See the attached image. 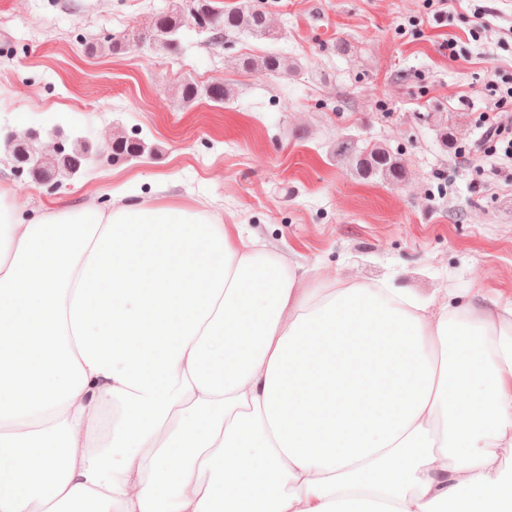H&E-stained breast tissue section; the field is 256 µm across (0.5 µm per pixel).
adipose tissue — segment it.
<instances>
[{
  "mask_svg": "<svg viewBox=\"0 0 512 512\" xmlns=\"http://www.w3.org/2000/svg\"><path fill=\"white\" fill-rule=\"evenodd\" d=\"M0 186V512H512V307L265 253L204 207Z\"/></svg>",
  "mask_w": 512,
  "mask_h": 512,
  "instance_id": "ef3b65f1",
  "label": "adipose tissue"
}]
</instances>
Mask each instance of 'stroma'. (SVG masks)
Segmentation results:
<instances>
[{"label":"stroma","instance_id":"1","mask_svg":"<svg viewBox=\"0 0 512 512\" xmlns=\"http://www.w3.org/2000/svg\"><path fill=\"white\" fill-rule=\"evenodd\" d=\"M174 0H0V135L55 129L97 147L117 131L155 155L111 162L94 155L57 191L17 175L0 151V183L23 212L109 205L136 185L175 202L215 208L288 265L332 283L389 280L422 300L449 291L512 304V165L474 162L489 80L512 82V0H248L277 40L222 42L183 29L179 53H112ZM488 26L471 37L473 12ZM456 35L457 57L445 41ZM273 50L298 62L270 77L235 59ZM225 81L232 98L177 109L187 80ZM384 142L408 171L401 184L356 177L337 139Z\"/></svg>","mask_w":512,"mask_h":512}]
</instances>
